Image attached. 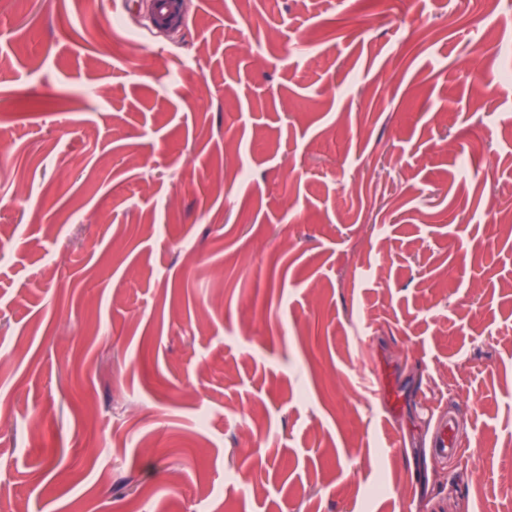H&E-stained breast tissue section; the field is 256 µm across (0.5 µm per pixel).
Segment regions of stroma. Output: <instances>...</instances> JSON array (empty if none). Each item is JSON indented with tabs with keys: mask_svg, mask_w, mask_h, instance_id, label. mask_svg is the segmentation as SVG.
I'll list each match as a JSON object with an SVG mask.
<instances>
[{
	"mask_svg": "<svg viewBox=\"0 0 512 512\" xmlns=\"http://www.w3.org/2000/svg\"><path fill=\"white\" fill-rule=\"evenodd\" d=\"M185 4L0 0V512H512V0ZM432 415L433 424L427 436L428 457L444 463L460 462L467 435L461 431L454 413L445 406L435 408Z\"/></svg>",
	"mask_w": 512,
	"mask_h": 512,
	"instance_id": "35a3bbf8",
	"label": "stroma"
}]
</instances>
